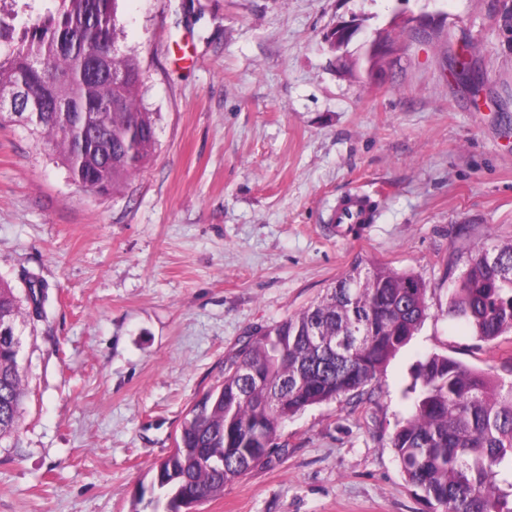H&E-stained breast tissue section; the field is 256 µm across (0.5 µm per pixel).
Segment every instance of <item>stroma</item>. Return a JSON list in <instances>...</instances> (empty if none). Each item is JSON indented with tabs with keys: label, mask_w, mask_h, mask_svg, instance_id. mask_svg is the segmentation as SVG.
I'll return each mask as SVG.
<instances>
[{
	"label": "stroma",
	"mask_w": 512,
	"mask_h": 512,
	"mask_svg": "<svg viewBox=\"0 0 512 512\" xmlns=\"http://www.w3.org/2000/svg\"><path fill=\"white\" fill-rule=\"evenodd\" d=\"M155 113L142 171L105 196L0 125V277L46 286L0 439V512H133L224 362L355 265L421 276L427 318L362 395L286 422L281 451L202 512H432L390 444L428 352L494 371L512 337L447 317L473 248L512 238V0H120ZM350 22L352 42L326 34ZM388 54L368 59L373 40ZM470 47L472 97L450 56ZM361 192L373 223L330 214Z\"/></svg>",
	"instance_id": "35a3bbf8"
}]
</instances>
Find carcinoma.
I'll return each instance as SVG.
<instances>
[{
	"instance_id": "carcinoma-1",
	"label": "carcinoma",
	"mask_w": 512,
	"mask_h": 512,
	"mask_svg": "<svg viewBox=\"0 0 512 512\" xmlns=\"http://www.w3.org/2000/svg\"><path fill=\"white\" fill-rule=\"evenodd\" d=\"M26 0L0 6V95L25 85L48 112L25 122L86 192L104 195L138 173L156 145V117L137 96L142 71L117 48L119 0ZM95 11L111 36L77 28ZM100 58L106 76L86 74ZM97 126L95 136H83ZM25 297L0 278V328L17 329L22 301L41 317L45 291L25 280ZM427 285L413 272L356 266L320 299L271 324L224 361L223 381L194 402L174 448L152 475L141 512H200L224 486L267 461L282 425L309 407L358 395L418 332ZM448 318L492 343L512 333V239L474 249L449 289ZM21 342L0 338V439L17 427L24 388ZM411 407L391 447L407 481L441 512H512V382L432 352L406 388Z\"/></svg>"
}]
</instances>
